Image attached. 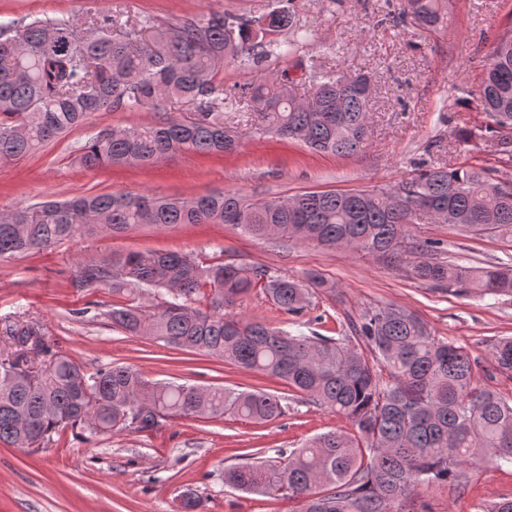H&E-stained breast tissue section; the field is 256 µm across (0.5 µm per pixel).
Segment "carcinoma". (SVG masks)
<instances>
[{
	"label": "carcinoma",
	"mask_w": 512,
	"mask_h": 512,
	"mask_svg": "<svg viewBox=\"0 0 512 512\" xmlns=\"http://www.w3.org/2000/svg\"><path fill=\"white\" fill-rule=\"evenodd\" d=\"M419 25L444 21L443 0H405ZM116 19L87 8L79 28L66 20L0 24V161L35 153L83 124L93 112L148 111L155 120L97 131L76 150L84 169L145 167L176 155H222L235 148L224 110L246 99L266 121L263 132L339 156L366 147L371 79L311 70L310 98L294 93L283 71L258 83L224 87V65L295 58L313 33L300 25L295 0H274L247 17L212 13L175 24L146 18L150 42L112 34ZM476 103L484 127L461 130L469 143L488 137L512 145V39L486 59ZM191 104L194 111L170 110ZM471 234L512 237V187L491 170L433 166L389 189L306 191L249 199L219 192L187 199L147 193L82 194L0 213V263L64 243L118 236L142 226L229 224L262 239L346 248L382 257L412 278L463 293L512 297V266L473 267L441 256L440 242L417 240L415 224L433 221ZM69 285L106 288L116 301L112 326L220 358L285 381L288 387L351 422L287 455L224 469V483L247 494L279 493L300 512H404L419 487L466 484L478 457L512 465V397L479 385L478 361L414 312L371 307L348 333L333 338L233 313L261 289L280 311L300 315L330 288L263 264L204 265L183 251L80 256ZM210 287L208 306L194 305ZM14 357L0 362V442L36 453L71 429L88 438L145 432L174 419L240 417L255 423L286 414L285 398L266 391L155 381L127 365L88 372L52 352L37 320L6 328ZM492 369L512 373V337L492 345Z\"/></svg>",
	"instance_id": "1"
}]
</instances>
